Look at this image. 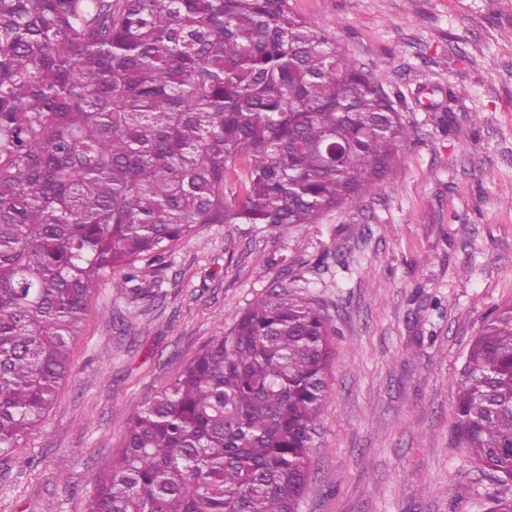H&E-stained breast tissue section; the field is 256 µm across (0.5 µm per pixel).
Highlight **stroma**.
<instances>
[{"instance_id":"1","label":"stroma","mask_w":512,"mask_h":512,"mask_svg":"<svg viewBox=\"0 0 512 512\" xmlns=\"http://www.w3.org/2000/svg\"><path fill=\"white\" fill-rule=\"evenodd\" d=\"M291 3L386 75L409 146L380 188L319 223L207 224L163 266L140 261L136 282L102 280L44 419L0 455V512H88L133 407L260 296L308 302L334 331L298 512H488L512 498L454 434L456 373L512 303V0Z\"/></svg>"}]
</instances>
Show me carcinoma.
<instances>
[{
    "label": "carcinoma",
    "mask_w": 512,
    "mask_h": 512,
    "mask_svg": "<svg viewBox=\"0 0 512 512\" xmlns=\"http://www.w3.org/2000/svg\"><path fill=\"white\" fill-rule=\"evenodd\" d=\"M385 81L290 0H0V453L44 418L106 275L380 187L410 140ZM332 357L317 310L257 298L135 407L88 512H298ZM455 414L471 463L512 482V304Z\"/></svg>",
    "instance_id": "obj_1"
}]
</instances>
